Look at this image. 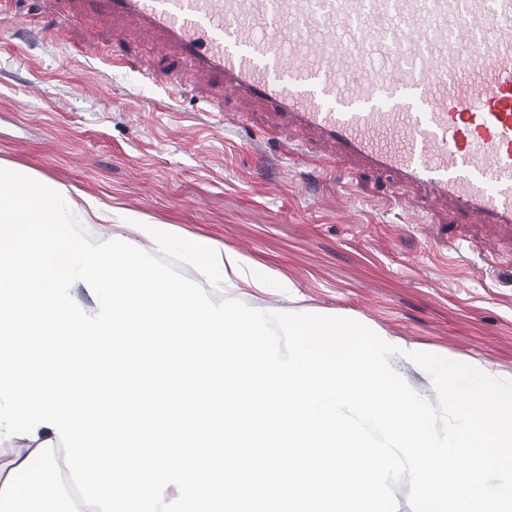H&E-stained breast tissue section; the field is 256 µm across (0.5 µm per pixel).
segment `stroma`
<instances>
[{
    "mask_svg": "<svg viewBox=\"0 0 512 512\" xmlns=\"http://www.w3.org/2000/svg\"><path fill=\"white\" fill-rule=\"evenodd\" d=\"M92 36L102 52L82 55ZM153 43L132 21L98 28L81 0L0 6V165L239 255L213 302L356 320L397 347L393 369L427 399L418 351L512 379V226L443 207L417 222L386 201L385 177L290 155L262 106L240 129L221 82L177 94L174 58ZM257 270L271 288H254Z\"/></svg>",
    "mask_w": 512,
    "mask_h": 512,
    "instance_id": "stroma-1",
    "label": "stroma"
}]
</instances>
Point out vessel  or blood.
<instances>
[{
    "mask_svg": "<svg viewBox=\"0 0 512 512\" xmlns=\"http://www.w3.org/2000/svg\"><path fill=\"white\" fill-rule=\"evenodd\" d=\"M225 98L262 104L291 150L387 178L390 202L440 201L512 224V0H102Z\"/></svg>",
    "mask_w": 512,
    "mask_h": 512,
    "instance_id": "vessel-or-blood-1",
    "label": "vessel or blood"
}]
</instances>
